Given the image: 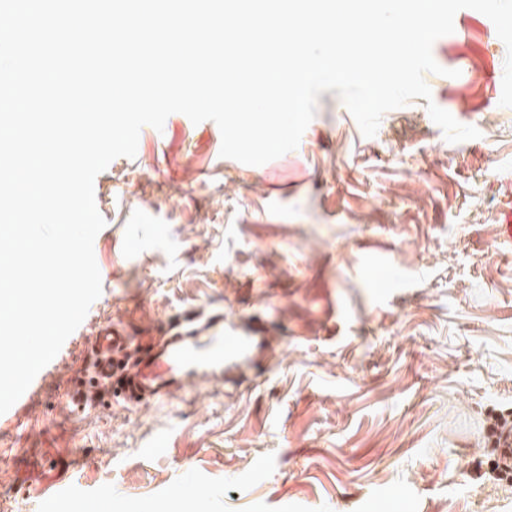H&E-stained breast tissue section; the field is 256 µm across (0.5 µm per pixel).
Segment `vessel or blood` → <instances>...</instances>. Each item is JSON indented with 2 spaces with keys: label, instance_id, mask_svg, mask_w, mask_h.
<instances>
[{
  "label": "vessel or blood",
  "instance_id": "vessel-or-blood-1",
  "mask_svg": "<svg viewBox=\"0 0 512 512\" xmlns=\"http://www.w3.org/2000/svg\"><path fill=\"white\" fill-rule=\"evenodd\" d=\"M168 337L130 335L114 321L97 325L94 359L101 375L111 377L129 402L164 400L202 376L223 377L226 361L249 353L256 342L250 332H228L224 317L206 318L188 311L167 324Z\"/></svg>",
  "mask_w": 512,
  "mask_h": 512
}]
</instances>
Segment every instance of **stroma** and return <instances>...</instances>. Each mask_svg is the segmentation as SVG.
Instances as JSON below:
<instances>
[{
    "label": "stroma",
    "instance_id": "1",
    "mask_svg": "<svg viewBox=\"0 0 512 512\" xmlns=\"http://www.w3.org/2000/svg\"><path fill=\"white\" fill-rule=\"evenodd\" d=\"M454 27L432 53L466 80L426 74L430 99L375 136L326 91L298 147L252 166L174 113L96 177L102 293L0 419V512H512L483 465L488 414L512 408L506 47L475 10ZM431 102L480 138L447 142ZM191 307L252 322L269 350L167 400L72 402L92 324Z\"/></svg>",
    "mask_w": 512,
    "mask_h": 512
}]
</instances>
